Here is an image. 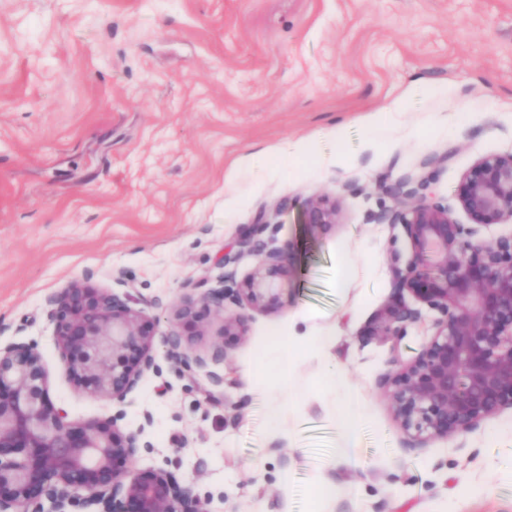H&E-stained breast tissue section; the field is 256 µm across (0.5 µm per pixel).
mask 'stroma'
Wrapping results in <instances>:
<instances>
[{"label":"stroma","mask_w":512,"mask_h":512,"mask_svg":"<svg viewBox=\"0 0 512 512\" xmlns=\"http://www.w3.org/2000/svg\"><path fill=\"white\" fill-rule=\"evenodd\" d=\"M511 151L512 0H0V343L37 340L70 419L109 417L111 402L67 375L48 299L120 276L156 336L175 328L191 354L225 351L217 386L202 369L177 373L156 344L162 374L145 375L121 423L156 447L137 468L193 484L212 512H512V409L411 441L383 384L431 322L397 342L368 334L385 303L417 304L390 266L407 238L373 219L395 209L396 182L431 176L465 224L464 174ZM321 197L341 220L307 228L302 211ZM261 215L266 248L299 250L296 290L271 312L227 305L244 316L240 338L209 311L174 327L176 306L200 301ZM305 311L339 334L331 358L297 353L274 436L267 412L282 396L247 370L278 337L307 331ZM333 364L368 401L346 463ZM319 475L340 486L336 500L315 501Z\"/></svg>","instance_id":"35a3bbf8"}]
</instances>
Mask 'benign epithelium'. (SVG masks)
Returning a JSON list of instances; mask_svg holds the SVG:
<instances>
[{
	"label": "benign epithelium",
	"mask_w": 512,
	"mask_h": 512,
	"mask_svg": "<svg viewBox=\"0 0 512 512\" xmlns=\"http://www.w3.org/2000/svg\"><path fill=\"white\" fill-rule=\"evenodd\" d=\"M430 180L403 179L391 212L411 253L390 254L398 292H411L436 314L421 353L385 385L401 432L424 443L463 435L506 407L512 408V234L488 240L479 227L512 221V152L485 156L464 176L458 196L473 226L458 223L453 209L432 199ZM336 201L307 206L305 224L340 223ZM258 220L236 247L224 252L223 273L201 298V307L223 315V335H244L239 316L225 304L271 311L285 278L299 268L282 249H260ZM246 253L261 258L236 281ZM54 338L69 377L118 409L105 420L74 421L49 396V377L38 342L0 346V512H210V499L161 469L136 470L154 445L138 433L121 434L128 395L151 372L155 333L143 312L108 289L83 280L51 299ZM422 319V310L390 301L373 316L372 336L399 340ZM176 369L190 372L205 358L182 351L174 332L162 336Z\"/></svg>",
	"instance_id": "7a95c632"
}]
</instances>
